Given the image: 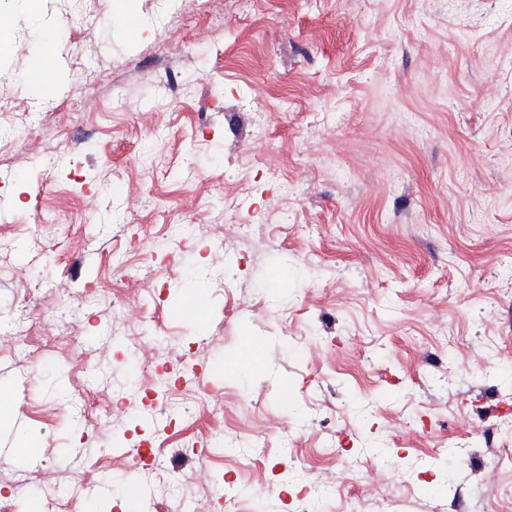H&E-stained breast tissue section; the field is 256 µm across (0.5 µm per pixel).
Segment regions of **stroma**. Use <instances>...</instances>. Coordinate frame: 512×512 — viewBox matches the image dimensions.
I'll use <instances>...</instances> for the list:
<instances>
[{
    "label": "stroma",
    "mask_w": 512,
    "mask_h": 512,
    "mask_svg": "<svg viewBox=\"0 0 512 512\" xmlns=\"http://www.w3.org/2000/svg\"><path fill=\"white\" fill-rule=\"evenodd\" d=\"M126 6L0 0V501L512 512V0ZM51 45L47 43L42 53L35 59L28 79V86L33 92L46 89L54 79Z\"/></svg>",
    "instance_id": "1"
}]
</instances>
